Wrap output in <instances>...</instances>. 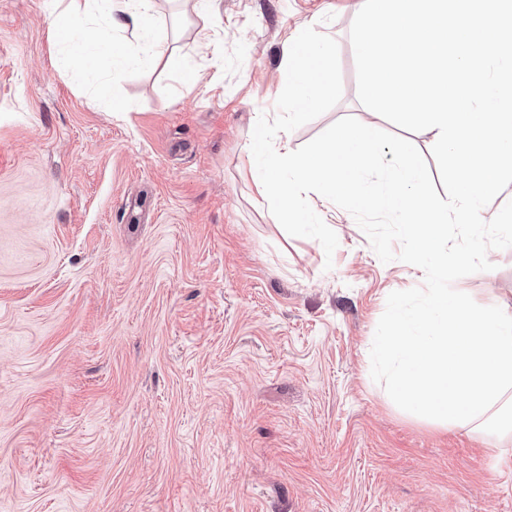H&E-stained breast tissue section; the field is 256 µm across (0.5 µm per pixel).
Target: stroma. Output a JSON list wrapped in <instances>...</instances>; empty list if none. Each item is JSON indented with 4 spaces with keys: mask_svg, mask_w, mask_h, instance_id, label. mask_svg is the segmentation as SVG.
I'll return each mask as SVG.
<instances>
[{
    "mask_svg": "<svg viewBox=\"0 0 512 512\" xmlns=\"http://www.w3.org/2000/svg\"><path fill=\"white\" fill-rule=\"evenodd\" d=\"M47 2L0 0V512H512V443L405 412L371 377L386 299L423 270L381 262L312 194L326 256L247 173L309 26L337 42L343 92L289 148L347 116L395 132L357 95L364 0H215L204 18L154 0L193 84L162 59L85 67ZM488 259L454 287L512 310V248Z\"/></svg>",
    "mask_w": 512,
    "mask_h": 512,
    "instance_id": "35a3bbf8",
    "label": "stroma"
}]
</instances>
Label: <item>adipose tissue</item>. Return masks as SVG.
Returning <instances> with one entry per match:
<instances>
[{"instance_id":"obj_1","label":"adipose tissue","mask_w":512,"mask_h":512,"mask_svg":"<svg viewBox=\"0 0 512 512\" xmlns=\"http://www.w3.org/2000/svg\"><path fill=\"white\" fill-rule=\"evenodd\" d=\"M90 7L101 19L94 30L88 29L86 14L59 12L58 0H49L53 32L58 43L69 52L90 59L110 57L113 68L117 70L163 55L169 67L183 81H195L196 73L190 65L181 56L168 53L166 46L156 39L155 16L150 0H90ZM125 18L131 20L132 35L138 43L133 51L116 44L112 38L114 25L120 24Z\"/></svg>"}]
</instances>
